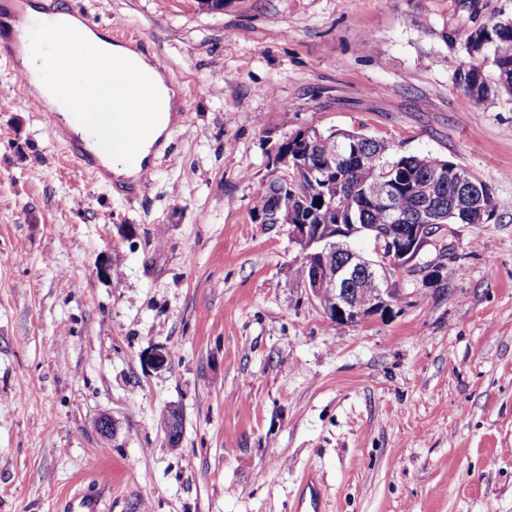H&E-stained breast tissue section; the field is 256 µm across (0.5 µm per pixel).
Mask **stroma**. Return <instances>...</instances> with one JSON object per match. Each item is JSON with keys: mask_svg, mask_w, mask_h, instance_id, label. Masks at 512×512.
Masks as SVG:
<instances>
[{"mask_svg": "<svg viewBox=\"0 0 512 512\" xmlns=\"http://www.w3.org/2000/svg\"><path fill=\"white\" fill-rule=\"evenodd\" d=\"M48 2L149 41L189 125L146 191L100 186L0 59V512L101 471L103 512H295L308 473L324 512H512V102L457 86L512 0ZM306 128L454 162L496 216L445 226L391 314L332 324L252 204Z\"/></svg>", "mask_w": 512, "mask_h": 512, "instance_id": "obj_1", "label": "stroma"}]
</instances>
